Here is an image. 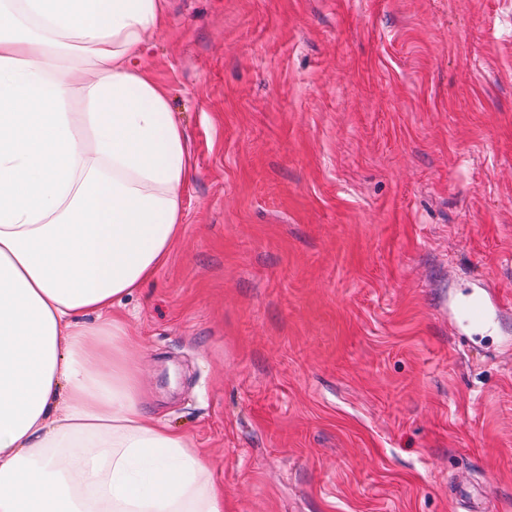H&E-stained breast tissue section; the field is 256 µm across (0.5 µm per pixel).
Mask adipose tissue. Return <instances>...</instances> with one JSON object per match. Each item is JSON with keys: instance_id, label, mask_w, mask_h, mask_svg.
I'll return each instance as SVG.
<instances>
[{"instance_id": "ef3b65f1", "label": "adipose tissue", "mask_w": 512, "mask_h": 512, "mask_svg": "<svg viewBox=\"0 0 512 512\" xmlns=\"http://www.w3.org/2000/svg\"><path fill=\"white\" fill-rule=\"evenodd\" d=\"M164 21L165 0H0V512H224L119 312L184 219L186 136L141 62Z\"/></svg>"}]
</instances>
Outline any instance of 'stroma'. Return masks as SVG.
I'll use <instances>...</instances> for the list:
<instances>
[{
    "label": "stroma",
    "instance_id": "35a3bbf8",
    "mask_svg": "<svg viewBox=\"0 0 512 512\" xmlns=\"http://www.w3.org/2000/svg\"><path fill=\"white\" fill-rule=\"evenodd\" d=\"M168 13L184 224L120 309L152 410L224 512H512V0ZM459 315L463 322L477 326L489 325L493 321V309L482 296H475L459 306Z\"/></svg>",
    "mask_w": 512,
    "mask_h": 512
}]
</instances>
